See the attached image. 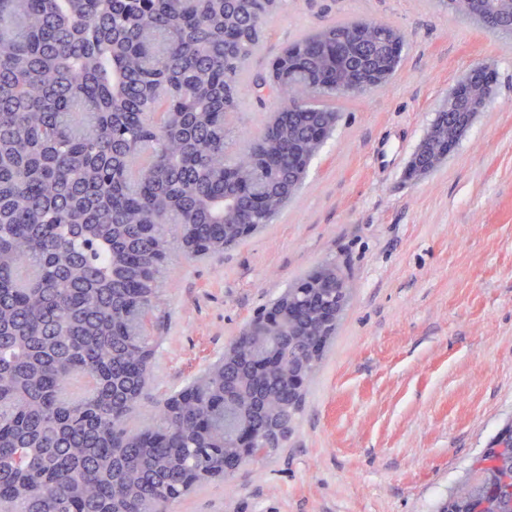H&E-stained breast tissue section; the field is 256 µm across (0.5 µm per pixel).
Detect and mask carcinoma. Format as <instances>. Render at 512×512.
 <instances>
[{
  "label": "carcinoma",
  "mask_w": 512,
  "mask_h": 512,
  "mask_svg": "<svg viewBox=\"0 0 512 512\" xmlns=\"http://www.w3.org/2000/svg\"><path fill=\"white\" fill-rule=\"evenodd\" d=\"M512 34V0H439ZM287 0H0V512H169L245 464L226 429L247 427L269 457L302 400L288 363L308 329L336 333V265L275 299L283 322L251 320L227 354L140 424L173 251L219 255L270 223L331 137L330 102L386 84L403 34L332 22L252 69ZM280 107L238 153L230 115L243 94ZM491 93L471 69L436 114L407 178L432 172ZM294 108L288 109V103ZM277 358L252 372L255 339ZM92 380L67 398L74 378ZM507 466L479 474L442 512L498 503Z\"/></svg>",
  "instance_id": "cac0c4a2"
}]
</instances>
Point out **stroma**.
Wrapping results in <instances>:
<instances>
[{
    "label": "stroma",
    "mask_w": 512,
    "mask_h": 512,
    "mask_svg": "<svg viewBox=\"0 0 512 512\" xmlns=\"http://www.w3.org/2000/svg\"><path fill=\"white\" fill-rule=\"evenodd\" d=\"M401 30L395 76L336 102L333 136L272 224L223 255L173 254L157 402L222 356L256 311L327 263L350 296L286 448L172 512H439L512 426V35L438 0H288L255 67L333 20ZM478 63L492 95L430 175L405 172Z\"/></svg>",
    "instance_id": "35a3bbf8"
}]
</instances>
